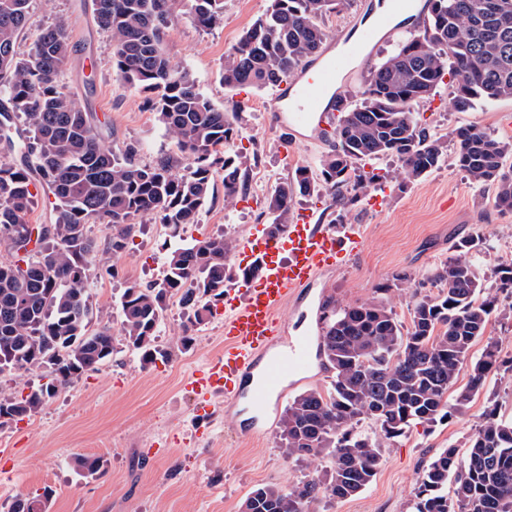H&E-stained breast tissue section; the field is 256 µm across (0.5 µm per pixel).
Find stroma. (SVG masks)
Segmentation results:
<instances>
[{"instance_id":"stroma-1","label":"stroma","mask_w":512,"mask_h":512,"mask_svg":"<svg viewBox=\"0 0 512 512\" xmlns=\"http://www.w3.org/2000/svg\"><path fill=\"white\" fill-rule=\"evenodd\" d=\"M269 0H224V12L211 28L198 26L189 0H178L163 39L174 66L187 70L200 92L228 113L239 130L228 149L236 157L245 189L233 201L224 199V174L215 171L212 192L194 224L172 230L158 218H137L125 249L110 262L117 276L94 278L89 284L91 327L109 329L115 351L100 370L60 387L42 410L29 419L0 426V512H9L18 494L37 495L52 489L50 512H240L248 493L259 485L293 486L314 470L331 466L330 456L300 461L285 457L279 446L278 422L270 420L261 435H245L246 414L230 409L223 399L212 403L210 421L198 419L196 402L186 390L188 375L224 347V309L182 347L184 309L171 299L157 342L167 361L142 367L123 339L119 299L131 283L160 280L168 249L211 236L234 242L267 232L272 217L268 199L275 186L296 167L318 170L336 142L334 135L310 140L307 132L284 136L271 112L272 90L241 92L224 86L220 72L226 55L243 30L268 9ZM379 7V0H352L326 13L322 25L328 39L351 31ZM64 22L73 46L60 81L95 113L113 151L135 145L136 160L154 164L173 155L186 165L174 140L146 102V96L124 85L112 69V38L94 23L84 0H32L29 23L19 39L27 51L46 27ZM455 85L445 82L417 108L422 126L440 137L441 166L419 179L408 178L396 160L377 165L388 178L379 208L361 200L336 208L331 190L297 197L294 212L315 211L323 224H356L365 246L345 266L323 272L306 294L286 307L281 317L285 337L299 324L314 326L325 304L347 308L372 299L388 301L402 322H409L410 291H384L400 273L424 278L447 264L456 243L485 236L489 245L476 258L483 283H490L498 262L512 259V211L495 204L493 186L475 185L453 158L454 129L474 125L512 143V99L479 102L467 112L452 106ZM495 341L503 359L512 358V297L500 296L486 333L478 338L463 363L458 382L466 384L475 359L488 341ZM497 405L512 416V372H491L474 395L464 417L433 427L415 425L402 436L384 441V461L373 482L357 495L335 499L320 493L309 512H412L421 470L441 449L466 451L468 439L481 424L487 406ZM104 457V474L85 478L74 468L75 457Z\"/></svg>"}]
</instances>
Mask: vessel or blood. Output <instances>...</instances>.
Listing matches in <instances>:
<instances>
[{
    "instance_id": "vessel-or-blood-1",
    "label": "vessel or blood",
    "mask_w": 512,
    "mask_h": 512,
    "mask_svg": "<svg viewBox=\"0 0 512 512\" xmlns=\"http://www.w3.org/2000/svg\"><path fill=\"white\" fill-rule=\"evenodd\" d=\"M417 6L418 0H388L387 9L363 24L346 51L331 57L318 54L281 83L272 110L282 130H309L319 138L329 132L342 108L338 76L349 70L356 54L398 32L399 19L414 20ZM363 244L357 227L336 230L315 221L310 212L289 224L286 234L243 242L242 249L257 270L233 288V304L224 317V348L192 372L188 391L228 401L243 395L257 411L270 399L284 400V381L311 368L314 339L305 333L276 344L282 309L336 259L356 253Z\"/></svg>"
}]
</instances>
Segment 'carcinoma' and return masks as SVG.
Wrapping results in <instances>:
<instances>
[{
    "mask_svg": "<svg viewBox=\"0 0 512 512\" xmlns=\"http://www.w3.org/2000/svg\"><path fill=\"white\" fill-rule=\"evenodd\" d=\"M31 0H0V247L13 236L30 241L25 216L42 190L52 219L38 225L41 247L22 258L0 262V372L37 368L47 382L28 393L0 394V425L37 414L58 386L98 370L114 351L107 329H89L88 282L109 264L93 260L95 243L87 224L112 226L107 250L126 247L131 222L155 215L178 227L194 224L212 187L213 172L224 171V198L241 190V171L224 146L236 135L233 120L215 108L186 71L175 68L161 49L163 27L177 0H91L97 25L112 34V67L128 86L151 93L147 102L175 140L193 157L183 173L164 159L154 166L135 163V148L118 154L107 148L94 116L59 82L71 51L64 23L45 28L29 51L16 49L29 21ZM197 23L208 27L224 12V0H192ZM344 0H270L265 15L251 24L226 56L221 80L232 88L279 86L325 40L320 19ZM422 30L399 43L367 79L359 104L343 108L336 145L321 161V182L298 166L272 191L270 228L283 233L298 196L324 186L344 208L365 195L379 175L356 173L360 162L397 159L417 179L443 158L440 139L421 126L413 106L429 99L444 77L456 82L453 106L467 112L481 100L512 98V0H429ZM457 164L475 184L496 189V204L512 208V146L487 131L460 127L453 132ZM355 175H350V172ZM484 237H466L457 255L429 280L436 296L415 297L409 328L383 300L341 311L326 305L320 351L334 369L323 394L296 395L279 420L281 448L308 460L323 452L331 470L312 472L292 487L253 489L242 512H307L322 491L345 499L366 488L383 461L381 439H392L412 423L436 425L465 413L497 368L512 370L495 342L487 343L472 366L466 386L448 409V392L475 340L484 335L496 298L486 288L476 256ZM232 241L222 235L168 251L161 281L125 288L119 315L123 339L139 354L142 367L165 359L155 340L167 302L176 296L187 310L181 345L213 314L224 288L233 283L227 259ZM493 288L512 296V259L493 271ZM376 422L382 436L360 428ZM78 473L96 477L101 456L75 459ZM453 495H448V485ZM51 491L14 499L11 512H47ZM412 512H512V419L491 405L469 438L463 457L449 447L424 466Z\"/></svg>",
    "mask_w": 512,
    "mask_h": 512,
    "instance_id": "carcinoma-1",
    "label": "carcinoma"
}]
</instances>
